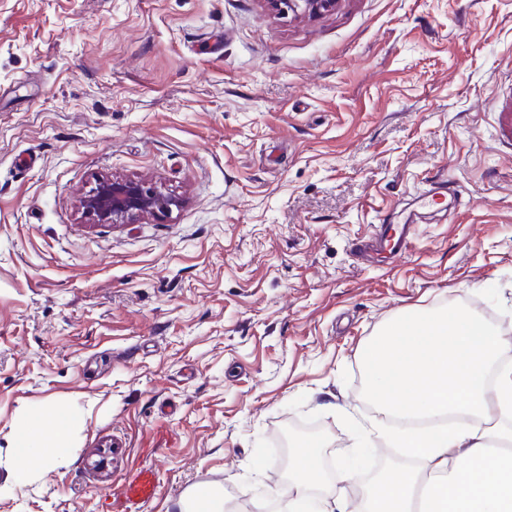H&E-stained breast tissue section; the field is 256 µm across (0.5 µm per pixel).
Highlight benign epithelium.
Wrapping results in <instances>:
<instances>
[{
    "label": "benign epithelium",
    "mask_w": 512,
    "mask_h": 512,
    "mask_svg": "<svg viewBox=\"0 0 512 512\" xmlns=\"http://www.w3.org/2000/svg\"><path fill=\"white\" fill-rule=\"evenodd\" d=\"M280 15L314 16L330 11L339 0H266ZM180 200L161 192L148 180L102 175L80 200L84 217L92 224H135L144 218L162 220Z\"/></svg>",
    "instance_id": "7a95c632"
}]
</instances>
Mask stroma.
Returning <instances> with one entry per match:
<instances>
[{
	"mask_svg": "<svg viewBox=\"0 0 512 512\" xmlns=\"http://www.w3.org/2000/svg\"><path fill=\"white\" fill-rule=\"evenodd\" d=\"M105 174L183 204L89 223ZM451 305L512 341V0H0V512H112L133 462L161 474L141 512L207 477L266 512L293 425L383 466L363 349ZM49 405L79 410L42 425L67 451L13 486ZM340 0H266L270 8L280 15L314 16L333 10Z\"/></svg>",
	"mask_w": 512,
	"mask_h": 512,
	"instance_id": "1",
	"label": "stroma"
}]
</instances>
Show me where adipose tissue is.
Returning a JSON list of instances; mask_svg holds the SVG:
<instances>
[{"instance_id":"adipose-tissue-1","label":"adipose tissue","mask_w":512,"mask_h":512,"mask_svg":"<svg viewBox=\"0 0 512 512\" xmlns=\"http://www.w3.org/2000/svg\"><path fill=\"white\" fill-rule=\"evenodd\" d=\"M508 343L462 309H416L395 319L363 351L367 385L382 398L390 418L429 420L412 431L387 432V444L422 461V471L396 464L358 494V512H512V451L490 444L484 422L512 415V363L501 362ZM68 428L75 411L45 407L29 413L14 443L18 465L11 481L21 486L29 466L50 465L62 455L41 435V422ZM317 442L294 444L282 494L288 512H347V495L312 499L321 478Z\"/></svg>"}]
</instances>
